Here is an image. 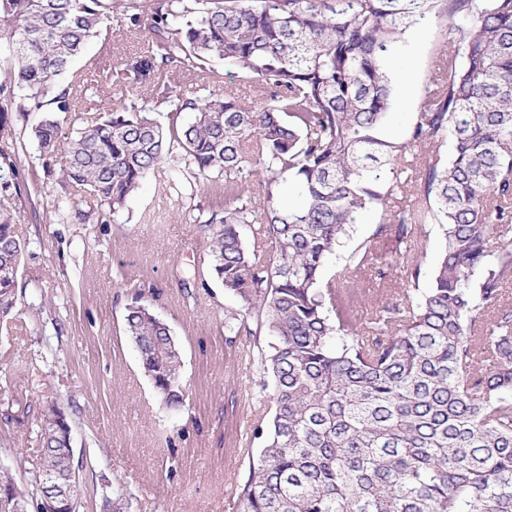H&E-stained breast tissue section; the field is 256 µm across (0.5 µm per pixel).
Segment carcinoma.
<instances>
[{"label": "carcinoma", "mask_w": 512, "mask_h": 512, "mask_svg": "<svg viewBox=\"0 0 512 512\" xmlns=\"http://www.w3.org/2000/svg\"><path fill=\"white\" fill-rule=\"evenodd\" d=\"M145 28L151 49L123 76L160 82L220 60L260 88L169 99L163 127L132 102L89 123L60 83L112 14ZM445 22L436 78L409 139L385 134L395 81L387 59L422 21ZM0 136L27 125L47 179L83 187L101 222L123 211L146 178L224 180L223 216L204 224L208 276L261 318L271 337L260 367L271 381L265 446L238 491L241 512H512V0H0ZM192 121H178L181 114ZM72 125L62 138L59 115ZM450 143V152L441 148ZM424 148L413 185L385 166ZM261 186V202L244 197ZM413 188L414 201L391 206ZM379 211L350 265L323 279L360 213ZM263 224V259L239 226ZM444 246L426 286L425 226ZM407 273L405 303L369 327L351 309L349 274L382 262ZM26 241L0 211V322L15 306ZM124 332L157 394L185 402L170 327L148 306ZM43 457L26 508L82 481L48 413ZM54 471L51 486L43 474Z\"/></svg>", "instance_id": "cac0c4a2"}]
</instances>
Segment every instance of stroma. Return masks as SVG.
I'll return each instance as SVG.
<instances>
[{
    "label": "stroma",
    "instance_id": "1",
    "mask_svg": "<svg viewBox=\"0 0 512 512\" xmlns=\"http://www.w3.org/2000/svg\"><path fill=\"white\" fill-rule=\"evenodd\" d=\"M443 24L431 18L412 28L390 54L398 83L386 128L406 140L418 119ZM149 49L146 32L112 21L109 42H93L61 77L72 85L85 117L121 111L136 100L165 119V87L188 97L232 89L258 102L253 86L215 63L207 76L170 73L165 84L133 85L120 71ZM16 157L13 183L0 190V209L18 213L28 246L17 280L12 318L0 327V467L33 490L40 468V418L58 404L72 427L84 494L78 512H103L105 500L123 497L127 512H240L237 488L264 446L257 425L270 418L251 357L268 338L256 314L225 294L214 280L191 282L207 264L200 223L224 199L222 185L167 188L161 165L114 221L95 216L94 196L61 189L43 178L37 146L23 135L0 138V153ZM89 213V221L77 211ZM350 304L370 318L378 306L399 302L402 268L386 277L364 271L354 278ZM151 307L170 326L182 355L186 401L168 409L140 368L124 334L127 309ZM244 316L227 335L224 315Z\"/></svg>",
    "mask_w": 512,
    "mask_h": 512
}]
</instances>
